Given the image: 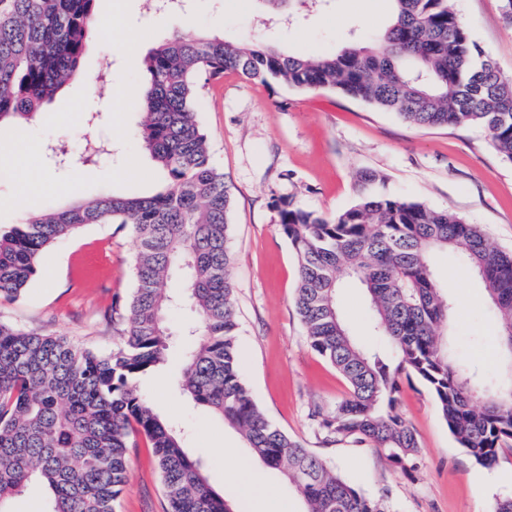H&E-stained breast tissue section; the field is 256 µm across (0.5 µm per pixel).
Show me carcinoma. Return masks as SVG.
I'll return each instance as SVG.
<instances>
[{"instance_id":"carcinoma-1","label":"carcinoma","mask_w":512,"mask_h":512,"mask_svg":"<svg viewBox=\"0 0 512 512\" xmlns=\"http://www.w3.org/2000/svg\"><path fill=\"white\" fill-rule=\"evenodd\" d=\"M98 0H0V124L23 126L81 76L98 29ZM288 18L309 0H266ZM392 20L370 45L307 58L274 45L179 34L151 50L140 89V140L166 186L154 195L102 194L32 213L0 231V302H14L56 241L88 224H128L139 242L136 286L108 308L122 345L100 355L54 333L0 321V505L29 482L46 485L47 512H114L128 480L133 440L150 445L166 512H237L209 486L171 424L136 381L164 366L176 337L165 318L173 275H189L195 314L185 335L179 388L236 428L264 465L282 472L307 512H390L274 425L242 378L230 235L234 200L212 163L194 102L198 78L239 71L264 84L334 89L423 127L478 126L512 162V80L471 40L448 0H391ZM377 173L356 176V202L334 216L284 204L281 230L298 258L294 304L311 348L350 391L310 417L326 441L356 439L384 450L412 476L419 453L399 412L401 374L435 397L449 432L480 465L512 446V375L498 385L452 362L443 328L454 302L439 287L431 255L457 254L481 280L512 357V251L448 210L375 192ZM364 288L369 323L391 354L359 344L337 309L343 276Z\"/></svg>"}]
</instances>
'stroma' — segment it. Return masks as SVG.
<instances>
[{"label": "stroma", "instance_id": "35a3bbf8", "mask_svg": "<svg viewBox=\"0 0 512 512\" xmlns=\"http://www.w3.org/2000/svg\"><path fill=\"white\" fill-rule=\"evenodd\" d=\"M450 5L472 40L512 78V22L504 18L499 0H450ZM391 10L390 0H325L285 25L268 22L256 0H188L185 11L165 17L147 14L144 0L98 3L100 20L128 31L151 29L159 43L175 33L231 42L266 36L284 51L307 57L368 43L387 26ZM104 56L112 60L113 79L138 91L147 78L144 55L124 54L112 39L97 35L87 44L80 78L46 104L47 121L0 128L1 228L26 220L10 204L22 180L36 189L34 206L44 209L69 205L63 188L79 174L85 177L86 201L104 193L147 196L162 189L163 175L140 144L139 110L115 111L111 85L97 88L91 82ZM200 86L197 118L234 197L230 248L239 345L243 379L257 406L365 494L387 499L393 512H493L497 500L512 497V450H504L492 466L475 463L449 433L434 396L417 377H402L399 404L420 448L414 478L368 443H325L316 436L310 406L332 408L348 386L307 343L294 308L298 262L280 228V205L287 201L334 214L354 204L356 175L370 169L382 177L378 192L456 212L481 225L500 249L512 250V163L500 158L480 128L417 127L335 90L268 86L232 70ZM87 138L111 142V156L84 161ZM21 140L28 148L16 166L12 149ZM137 250L128 225L82 228L47 250L22 296L0 305V321L111 353L121 334L105 311L113 296L132 293ZM432 263L458 308L447 329L453 358L486 379L505 376L506 359L485 352L497 320L479 278L453 254H435ZM337 306L361 344L386 346L368 325L358 288L345 284ZM181 355L174 350L167 371L142 377L140 389L159 416L178 427L211 488L241 512H259L257 503L239 492L245 477L241 462L252 453L235 428L176 389ZM228 448L235 449V459L225 458ZM254 468L279 512H305L303 499L283 475L260 462ZM128 472L116 512H164L161 478L145 442L130 450Z\"/></svg>", "mask_w": 512, "mask_h": 512}]
</instances>
